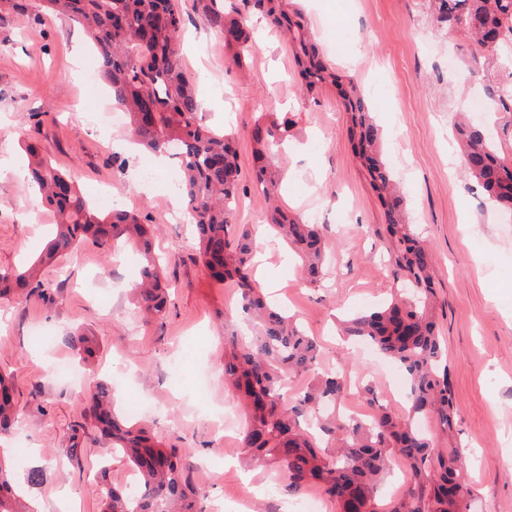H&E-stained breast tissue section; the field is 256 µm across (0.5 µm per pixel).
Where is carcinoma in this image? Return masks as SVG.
I'll use <instances>...</instances> for the list:
<instances>
[{"label": "carcinoma", "mask_w": 512, "mask_h": 512, "mask_svg": "<svg viewBox=\"0 0 512 512\" xmlns=\"http://www.w3.org/2000/svg\"><path fill=\"white\" fill-rule=\"evenodd\" d=\"M226 0H193L224 41L230 60L243 66L256 45L238 7ZM268 23L288 35L306 89L336 81L322 60L301 15L289 13L285 0H242ZM37 14L64 15L77 22L98 48V76L129 119L132 136L148 151L176 160L180 191L188 201L197 234L198 255L215 281H230L238 291V309L250 334L236 341L237 330L224 320L231 343L224 352V385L244 402L241 446L252 467L273 466L288 495L298 498L317 487L337 512H466L472 487L466 479L468 456L460 447L438 450L418 426L427 417L449 434L456 424L448 386V362L431 311V257L406 210L404 194L379 155V128L360 92L344 94L351 115L357 159L385 209L383 233L391 239V274L410 284L415 294L394 298L370 312L342 322V334L370 342L405 371L410 396L404 415L378 407L367 419L327 413L347 392L343 373L322 372L320 349L292 316L282 313L251 276L258 238L249 225L234 224L239 190V163L233 136L218 134L199 118L193 82L183 71L178 50L183 27L180 0H35ZM430 8L448 36L461 32L489 59L512 35V0H430ZM290 118H260L252 130L254 184L265 194L276 187L274 160L288 132ZM466 174L498 208L512 212V158L491 139L480 122L465 114L455 126ZM30 175L43 200L56 214V232L31 263L0 271V297L16 290H43L41 269L74 249L85 237L115 247L123 242L142 259L140 281L132 288L142 313L164 316L168 293L164 267L155 255V228L136 212H97L74 181L51 161L30 150ZM268 227L300 258L302 274L312 284L326 271V227L270 210ZM64 343L79 358L95 355V337L77 331ZM308 379L300 395L286 398L284 382ZM91 417L138 477L136 491L108 484L97 487L101 512H205V494L186 474L185 460L164 450L143 427L115 412L112 389L95 386ZM22 422L13 398V383L0 373V438ZM85 454L78 436L63 449L70 465ZM395 461L408 472L405 488L391 500H378L379 483ZM0 512H36L24 499L11 467L0 462Z\"/></svg>", "instance_id": "cac0c4a2"}]
</instances>
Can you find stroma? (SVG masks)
Returning <instances> with one entry per match:
<instances>
[{
	"instance_id": "obj_1",
	"label": "stroma",
	"mask_w": 512,
	"mask_h": 512,
	"mask_svg": "<svg viewBox=\"0 0 512 512\" xmlns=\"http://www.w3.org/2000/svg\"><path fill=\"white\" fill-rule=\"evenodd\" d=\"M182 3V64L198 89L203 122L235 133L236 223L263 230L270 202L252 183L251 129L262 115L286 114L295 125L278 159V201L305 220L320 210L328 226L331 267L316 286L299 276L281 243L262 237L268 296L320 341L324 367L346 370L344 411H367L361 387L369 379L379 390L398 385L387 406L404 413L403 370L378 353L360 354L336 333L337 318L369 310L399 289L388 265L390 241L377 233L384 209L354 156L336 87L303 92L286 35L254 15L246 23L257 49L243 68L230 65L192 0ZM288 7L302 12L329 63L363 92L433 256L432 311L447 349L456 425L449 435L430 421L424 429L438 447L471 451L469 512H512V223L466 178L451 135L472 100H489L492 67H512V43L500 44L493 63L472 61L468 40L448 38L427 0H288ZM93 56L69 18L33 22L0 12V270L35 256L54 222L26 179L31 144L89 200L112 189L125 209L156 226V249L168 259L170 307L163 318H142L124 281L131 255L113 261L90 237L43 267L45 293L0 299V370L12 376L24 419L4 445L45 467L44 482L30 491L41 512H100L95 482L131 479L123 459L108 458L109 443L88 416L90 392L108 383L118 407L142 403L135 422L193 461L189 477L206 492L207 508L236 512L244 502L249 512H278L294 500L275 489L270 470L244 469L242 417L224 386V321L238 317L235 288L212 280L197 261L171 167L156 164L155 180L140 183L143 154L127 126H97L114 103L106 86L93 97L85 92ZM77 328L96 336L99 349L78 366L77 381L54 378L49 368L71 359L63 338ZM42 333L52 345L38 343ZM74 435L85 450L83 465L59 472L60 452Z\"/></svg>"
}]
</instances>
